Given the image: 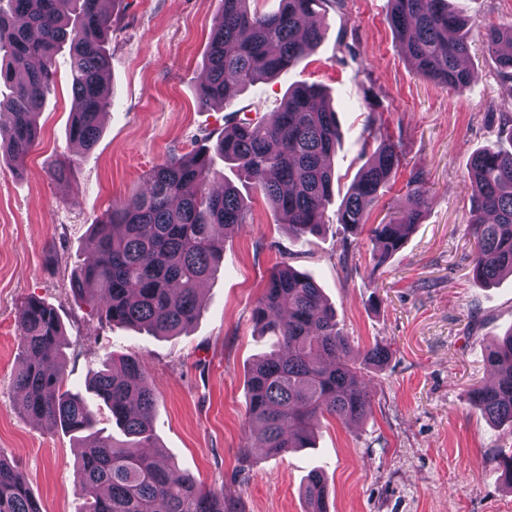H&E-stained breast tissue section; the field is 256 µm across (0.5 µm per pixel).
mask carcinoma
Segmentation results:
<instances>
[{"label": "carcinoma", "mask_w": 512, "mask_h": 512, "mask_svg": "<svg viewBox=\"0 0 512 512\" xmlns=\"http://www.w3.org/2000/svg\"><path fill=\"white\" fill-rule=\"evenodd\" d=\"M113 0H0V83L10 85L0 107V153L18 164L37 137L41 112L55 76L54 59L68 47L74 100L69 137L88 150L100 117L112 104L109 70ZM209 43L206 79L197 90L202 106L228 100L245 87L290 69L323 34L314 6L322 0H281L273 14L250 9L252 0H221ZM388 22L419 75L457 92L472 79L462 66L469 55V20L450 0H390ZM497 76L512 86V23L484 32ZM340 132L322 90L299 84L279 111L257 122L224 126L216 153L258 190L297 238L321 233L333 196L330 164ZM400 144L386 138L359 170L339 208L346 231L369 227L372 257L383 264L404 245L427 207L425 174L408 181L410 207L398 217L368 224V207L395 178ZM212 156L197 150L155 166L144 189L92 225L85 258L70 279L73 294L107 324L142 326L173 335L199 315L198 290L224 252V232L248 223L249 206L224 182L210 190ZM474 240L473 277L491 284L512 275V150H481L470 160ZM255 323L278 337L279 349L258 359L247 377L248 446L271 455L311 448L319 418L363 419L373 394L363 370L389 359L384 347L353 355L336 312L306 273L282 262L268 277L253 308ZM21 348L13 386L18 411L66 433L91 440L77 464L81 512H228L224 489H206L171 465L143 452L156 447V393L141 357L109 356L90 374L88 388L112 421L136 439L132 450L96 431L83 397L65 388L63 325L57 311L35 297L16 311ZM486 369L494 383L468 391L470 403L496 423L512 424V332L493 344ZM323 475H308L309 512H320ZM0 512H41L23 476L0 453Z\"/></svg>", "instance_id": "1"}]
</instances>
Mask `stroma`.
Returning <instances> with one entry per match:
<instances>
[{
	"instance_id": "1",
	"label": "stroma",
	"mask_w": 512,
	"mask_h": 512,
	"mask_svg": "<svg viewBox=\"0 0 512 512\" xmlns=\"http://www.w3.org/2000/svg\"><path fill=\"white\" fill-rule=\"evenodd\" d=\"M473 22L462 92L421 77L387 22L389 0L319 5L318 46L278 77L237 90L228 104L200 106L221 0H119L109 42L113 102L92 149L72 143L68 52L56 57V82L38 117L24 171L0 160V452L23 473L42 512H80L75 482L81 442L23 419L13 377L20 359L16 308L34 296L64 324L65 380L84 392L89 373L110 355L145 359L156 391L154 437L169 464L223 489L236 512H308L310 471L324 476L331 512H512V486L498 459L512 451V428L486 419L468 389L486 383L485 355L512 329V276L484 287L472 276L468 234L469 162L503 144L508 95L482 44L480 26L512 21V0H452ZM324 90L340 141L331 159L335 195L319 236L296 239L252 183L248 223L228 232L224 257L206 280L199 317L175 336L102 323L76 300L70 278L82 264L92 224L139 192L168 157L213 146L228 121L276 111L290 86ZM379 115L399 141L404 164L374 203L370 223L408 206L411 172L424 171L429 204L403 248L374 267L367 234L336 224V210L367 162L362 142ZM72 160L66 178L52 175ZM287 262L311 275L335 308L351 346H386L371 370L369 415L317 426L315 447L270 456L246 449L247 373L274 349L252 320L268 274Z\"/></svg>"
}]
</instances>
